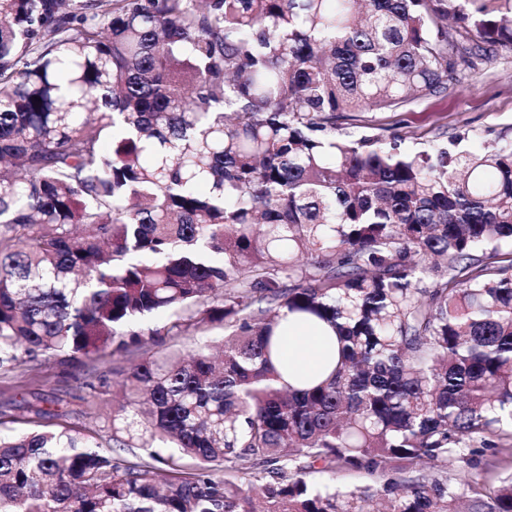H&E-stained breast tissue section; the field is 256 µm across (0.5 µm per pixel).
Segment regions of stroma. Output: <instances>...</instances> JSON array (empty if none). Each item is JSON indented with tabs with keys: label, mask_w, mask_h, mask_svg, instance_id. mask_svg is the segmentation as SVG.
Instances as JSON below:
<instances>
[{
	"label": "stroma",
	"mask_w": 512,
	"mask_h": 512,
	"mask_svg": "<svg viewBox=\"0 0 512 512\" xmlns=\"http://www.w3.org/2000/svg\"><path fill=\"white\" fill-rule=\"evenodd\" d=\"M385 130L424 145L442 136H463L472 147L511 139L512 49L501 47L492 58L476 61L470 77L450 83L447 94L396 110L360 113L353 132L372 135ZM111 368L106 358L79 363L49 360L0 375V432L25 430L32 420L53 422L59 408L67 411L68 422L95 425L100 409L86 402L87 386L111 383Z\"/></svg>",
	"instance_id": "35a3bbf8"
}]
</instances>
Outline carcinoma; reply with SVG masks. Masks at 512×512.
<instances>
[{
	"instance_id": "cac0c4a2",
	"label": "carcinoma",
	"mask_w": 512,
	"mask_h": 512,
	"mask_svg": "<svg viewBox=\"0 0 512 512\" xmlns=\"http://www.w3.org/2000/svg\"><path fill=\"white\" fill-rule=\"evenodd\" d=\"M497 46L512 0H0V373L122 390L0 434V512H512L445 471L512 449V141L336 135ZM287 314L323 377L281 383ZM311 478L315 481H319L322 483L329 484L331 486H335L336 488H344V487H360L370 482L363 478L361 475L356 473H348V472H325V473H317L313 474Z\"/></svg>"
}]
</instances>
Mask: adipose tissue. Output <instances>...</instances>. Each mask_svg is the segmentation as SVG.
<instances>
[{"label": "adipose tissue", "instance_id": "1", "mask_svg": "<svg viewBox=\"0 0 512 512\" xmlns=\"http://www.w3.org/2000/svg\"><path fill=\"white\" fill-rule=\"evenodd\" d=\"M327 332L287 316L282 320L279 358L289 371L306 376L323 373L327 366Z\"/></svg>", "mask_w": 512, "mask_h": 512}]
</instances>
